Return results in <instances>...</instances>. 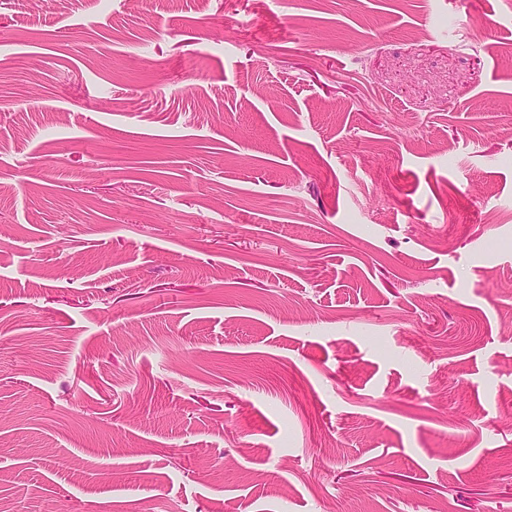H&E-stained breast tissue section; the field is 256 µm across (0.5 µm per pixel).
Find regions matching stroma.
Wrapping results in <instances>:
<instances>
[{
	"instance_id": "1",
	"label": "stroma",
	"mask_w": 512,
	"mask_h": 512,
	"mask_svg": "<svg viewBox=\"0 0 512 512\" xmlns=\"http://www.w3.org/2000/svg\"><path fill=\"white\" fill-rule=\"evenodd\" d=\"M0 512H512V0H0Z\"/></svg>"
}]
</instances>
